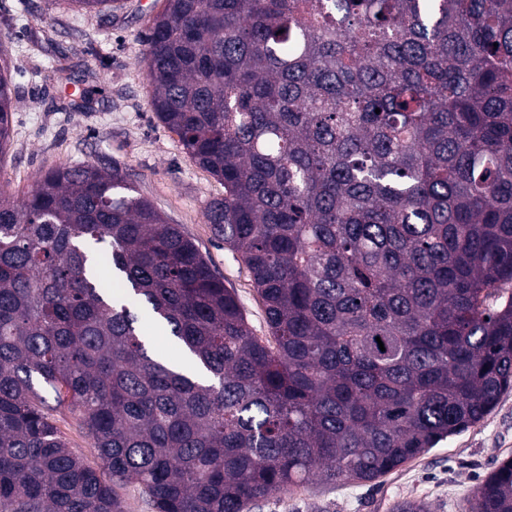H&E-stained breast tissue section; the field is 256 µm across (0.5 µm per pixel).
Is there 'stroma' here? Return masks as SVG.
<instances>
[{"label":"stroma","mask_w":512,"mask_h":512,"mask_svg":"<svg viewBox=\"0 0 512 512\" xmlns=\"http://www.w3.org/2000/svg\"><path fill=\"white\" fill-rule=\"evenodd\" d=\"M110 15L77 13L64 0H0V66L19 98L12 144L0 157V190L21 199L60 164L118 169L179 225L234 289L253 333H269L262 301L238 255L218 242L204 210L224 188L185 153L152 112L144 37L163 0H119ZM84 111L72 108L79 97ZM512 458V390L481 422L373 482L320 481L268 497L251 512H394L406 498L432 512H468L486 476Z\"/></svg>","instance_id":"1"}]
</instances>
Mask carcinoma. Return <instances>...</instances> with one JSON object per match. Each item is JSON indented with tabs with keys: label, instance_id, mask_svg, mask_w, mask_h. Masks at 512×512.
I'll return each instance as SVG.
<instances>
[{
	"label": "carcinoma",
	"instance_id": "cac0c4a2",
	"mask_svg": "<svg viewBox=\"0 0 512 512\" xmlns=\"http://www.w3.org/2000/svg\"><path fill=\"white\" fill-rule=\"evenodd\" d=\"M145 43L270 337L118 170L0 192V512H125L129 485L152 512H246L488 416L512 390V0H165ZM16 102L0 72V156ZM470 512H512V459ZM57 424L69 442L70 448L77 454L81 455L91 465L100 462L97 451L92 448L91 441L88 440L78 429L73 415L65 407H61L55 413Z\"/></svg>",
	"mask_w": 512,
	"mask_h": 512
}]
</instances>
